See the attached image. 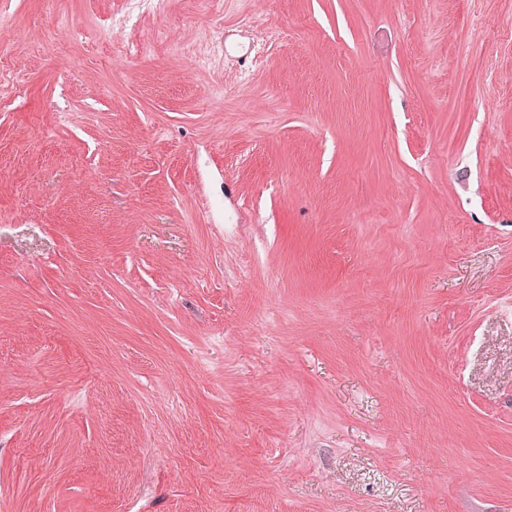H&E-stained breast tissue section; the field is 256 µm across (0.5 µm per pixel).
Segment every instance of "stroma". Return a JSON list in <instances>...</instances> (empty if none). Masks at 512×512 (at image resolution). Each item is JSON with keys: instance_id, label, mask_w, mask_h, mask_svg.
Segmentation results:
<instances>
[{"instance_id": "stroma-1", "label": "stroma", "mask_w": 512, "mask_h": 512, "mask_svg": "<svg viewBox=\"0 0 512 512\" xmlns=\"http://www.w3.org/2000/svg\"><path fill=\"white\" fill-rule=\"evenodd\" d=\"M0 512H512V0H0Z\"/></svg>"}]
</instances>
